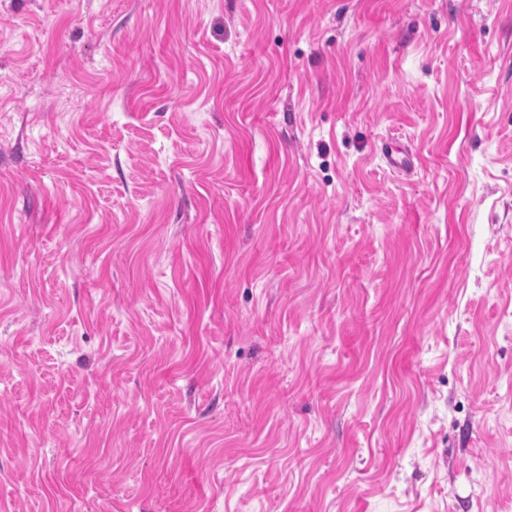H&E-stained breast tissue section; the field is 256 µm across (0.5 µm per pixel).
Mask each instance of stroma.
<instances>
[{"instance_id":"obj_1","label":"stroma","mask_w":512,"mask_h":512,"mask_svg":"<svg viewBox=\"0 0 512 512\" xmlns=\"http://www.w3.org/2000/svg\"><path fill=\"white\" fill-rule=\"evenodd\" d=\"M0 512H512V0H0Z\"/></svg>"}]
</instances>
